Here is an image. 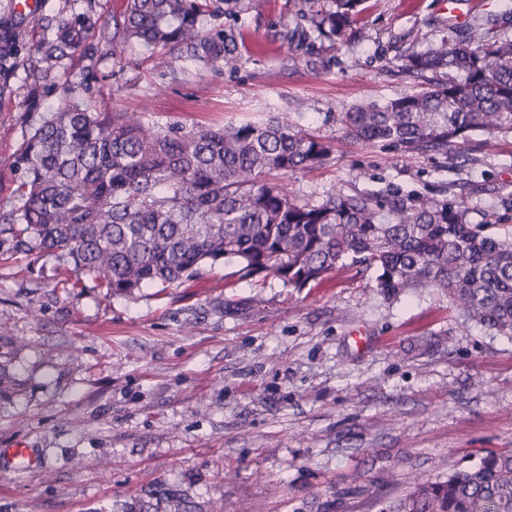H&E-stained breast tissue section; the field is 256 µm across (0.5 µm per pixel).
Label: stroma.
Listing matches in <instances>:
<instances>
[{"instance_id":"1","label":"stroma","mask_w":512,"mask_h":512,"mask_svg":"<svg viewBox=\"0 0 512 512\" xmlns=\"http://www.w3.org/2000/svg\"><path fill=\"white\" fill-rule=\"evenodd\" d=\"M205 25L239 30L237 69L178 62L155 68L138 44L103 34L121 0H47L28 24L36 55L63 12L85 16L79 49L48 76L14 80L0 104V211L23 174L8 165L28 130L30 87L41 108L60 90L158 128L227 126L288 114L335 143L319 169L282 183L308 199L355 189L428 192L451 181L485 187L472 223L512 232V133L449 168L348 141L342 112L411 93L407 48L444 34L442 0H365L354 48L293 38L305 0H210ZM56 263L0 255V449L24 444L33 466L0 462V512H379L413 483L512 448V336L464 322L421 288L384 300L373 272L348 270L288 288L225 279L203 267L136 299L84 280L57 287Z\"/></svg>"}]
</instances>
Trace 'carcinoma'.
I'll use <instances>...</instances> for the list:
<instances>
[{
    "label": "carcinoma",
    "instance_id": "obj_1",
    "mask_svg": "<svg viewBox=\"0 0 512 512\" xmlns=\"http://www.w3.org/2000/svg\"><path fill=\"white\" fill-rule=\"evenodd\" d=\"M362 2L320 6L314 32L354 44ZM207 15V0H125L112 16V44L160 49L158 65L170 70L186 57L236 67L238 33H206ZM54 27L30 64L36 82L80 45L75 21L58 17ZM449 31L402 56L401 71L419 81L415 91L343 113L351 142L423 155L455 152L476 133L512 132V36L492 19ZM26 39L12 12L0 15V98L12 93ZM332 154L330 141L296 130L286 116L157 131L66 87L11 162L24 177L0 213V250L50 254L66 275L62 287L90 278L128 298L221 263L233 267L227 278L303 288L350 260L375 272L387 300L431 288L464 320L512 336V233L486 234L454 195L391 186L313 202L266 180L322 166ZM380 512H512V448L417 483Z\"/></svg>",
    "mask_w": 512,
    "mask_h": 512
}]
</instances>
